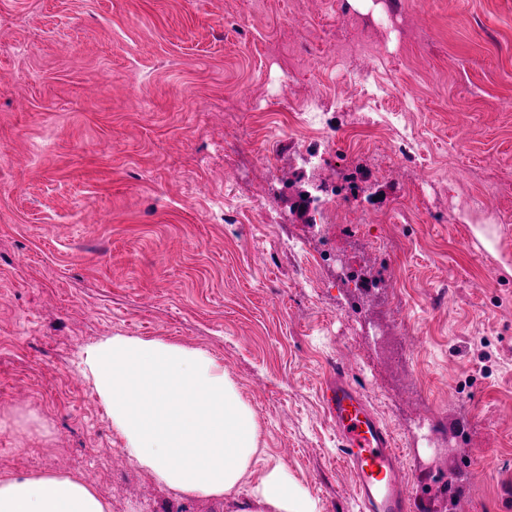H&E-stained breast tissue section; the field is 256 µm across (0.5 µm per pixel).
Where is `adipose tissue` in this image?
Listing matches in <instances>:
<instances>
[{"label":"adipose tissue","mask_w":512,"mask_h":512,"mask_svg":"<svg viewBox=\"0 0 512 512\" xmlns=\"http://www.w3.org/2000/svg\"><path fill=\"white\" fill-rule=\"evenodd\" d=\"M83 373L106 406L129 459L165 488L241 512H321L317 500L264 460L252 408L207 350L113 336L85 348ZM263 473L246 478L254 466ZM0 512H110L97 489L72 474L0 476Z\"/></svg>","instance_id":"1"}]
</instances>
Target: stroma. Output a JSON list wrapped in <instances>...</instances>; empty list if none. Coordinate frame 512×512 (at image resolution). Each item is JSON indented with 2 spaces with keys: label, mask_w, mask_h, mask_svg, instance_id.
I'll use <instances>...</instances> for the list:
<instances>
[{
  "label": "stroma",
  "mask_w": 512,
  "mask_h": 512,
  "mask_svg": "<svg viewBox=\"0 0 512 512\" xmlns=\"http://www.w3.org/2000/svg\"><path fill=\"white\" fill-rule=\"evenodd\" d=\"M365 74L405 97L420 166L354 125ZM283 90L334 114L320 180L357 172L382 211L350 202L328 239L292 212L315 134H290ZM472 196L485 216L454 223ZM327 244L378 288L350 299L314 264ZM115 335L215 355L323 512H359L321 399L336 364L419 499L415 422L446 420L471 472L458 512H512V0H0V475L74 473L111 512H225L124 455L78 369Z\"/></svg>",
  "instance_id": "1"
}]
</instances>
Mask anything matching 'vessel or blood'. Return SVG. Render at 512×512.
I'll list each match as a JSON object with an SVG mask.
<instances>
[{
    "label": "vessel or blood",
    "mask_w": 512,
    "mask_h": 512,
    "mask_svg": "<svg viewBox=\"0 0 512 512\" xmlns=\"http://www.w3.org/2000/svg\"><path fill=\"white\" fill-rule=\"evenodd\" d=\"M323 399L361 512H414L418 497L400 474L401 454L362 390L340 374L327 383Z\"/></svg>",
    "instance_id": "vessel-or-blood-1"
}]
</instances>
